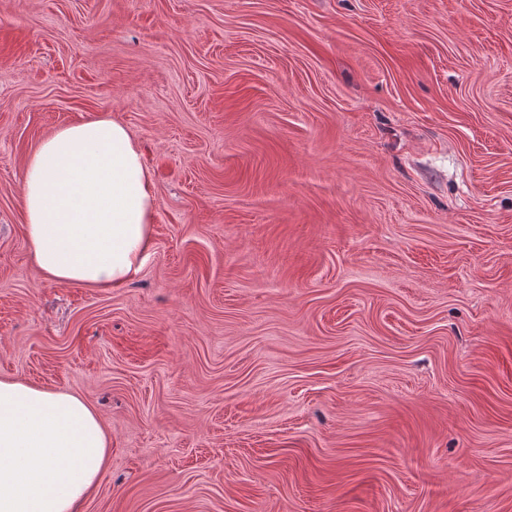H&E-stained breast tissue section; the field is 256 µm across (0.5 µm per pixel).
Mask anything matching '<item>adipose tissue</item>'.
<instances>
[{
    "label": "adipose tissue",
    "instance_id": "1",
    "mask_svg": "<svg viewBox=\"0 0 512 512\" xmlns=\"http://www.w3.org/2000/svg\"><path fill=\"white\" fill-rule=\"evenodd\" d=\"M157 202L142 149L118 120L62 126L24 169L26 239L62 284H127L150 255ZM110 437L81 396L0 378V512H80L109 463Z\"/></svg>",
    "mask_w": 512,
    "mask_h": 512
}]
</instances>
